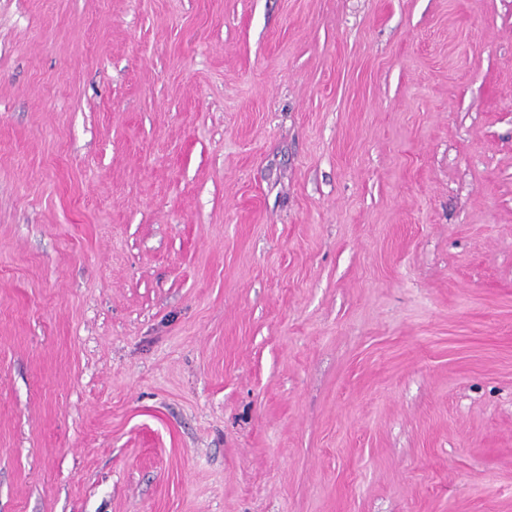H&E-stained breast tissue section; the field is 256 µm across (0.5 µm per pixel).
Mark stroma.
<instances>
[{
	"label": "stroma",
	"instance_id": "obj_1",
	"mask_svg": "<svg viewBox=\"0 0 512 512\" xmlns=\"http://www.w3.org/2000/svg\"><path fill=\"white\" fill-rule=\"evenodd\" d=\"M0 512H512V0H0Z\"/></svg>",
	"mask_w": 512,
	"mask_h": 512
}]
</instances>
